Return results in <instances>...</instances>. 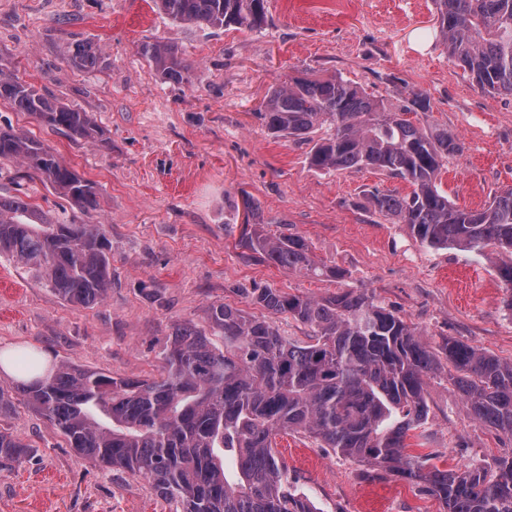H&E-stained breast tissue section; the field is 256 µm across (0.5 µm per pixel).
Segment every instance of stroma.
<instances>
[{
    "label": "stroma",
    "instance_id": "1",
    "mask_svg": "<svg viewBox=\"0 0 512 512\" xmlns=\"http://www.w3.org/2000/svg\"><path fill=\"white\" fill-rule=\"evenodd\" d=\"M267 10L262 29L214 30L173 22L153 0H0V69L89 112L102 131L75 141L0 99V129L38 138L99 192L86 214L27 180L28 201L65 222L103 224L112 242V286L89 308L0 256V350L143 378L160 370L174 324L202 322L211 303L260 317L243 289L322 298L344 286L373 294L431 349L452 338L512 360V313L492 263L426 247L406 225L368 211L370 192L406 195L409 183L371 169L317 171L309 144L271 136L256 116L270 88L311 74L342 76L389 101L422 92L430 110L420 126L447 127L462 145L440 188L478 209L512 187V95L481 91L448 57L433 0H267ZM158 40L182 50L188 81L162 82L140 55L141 44ZM74 42L99 47L107 66L65 61L61 49ZM245 195L257 201L265 234L304 236L316 259L347 270L344 282L253 258L235 210ZM425 398L429 415L408 437L410 453L463 469L512 451V441L472 418L447 371L427 378ZM0 428L33 448L0 469V512H172L149 480L78 460L23 404ZM276 442L291 482L320 512H444L406 481L367 480L364 465L305 435Z\"/></svg>",
    "mask_w": 512,
    "mask_h": 512
}]
</instances>
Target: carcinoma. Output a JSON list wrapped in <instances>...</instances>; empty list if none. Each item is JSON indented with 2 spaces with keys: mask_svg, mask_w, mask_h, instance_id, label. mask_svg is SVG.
I'll return each instance as SVG.
<instances>
[{
  "mask_svg": "<svg viewBox=\"0 0 512 512\" xmlns=\"http://www.w3.org/2000/svg\"><path fill=\"white\" fill-rule=\"evenodd\" d=\"M267 0H154L172 21L221 30H254L267 21ZM448 56L476 85L512 94V0H434ZM140 54L165 82L188 80L177 46L145 43ZM63 56L84 70L107 64L103 52L69 43ZM73 139L101 135L89 113L39 92L0 70V99ZM421 92L399 103L376 99L340 76L296 78L269 90L258 115L275 137L311 142L310 166L326 173L370 168L408 182L410 194L370 193L368 209L405 224L424 245L458 246L488 259L512 312V188L481 209L452 203L437 186L461 146L448 129H423L407 115L427 112ZM326 136L312 141L321 127ZM0 160L17 162L87 213L98 191L40 140L0 130ZM242 239L256 259L310 277L345 272L315 260L297 234L268 237L258 204L242 197ZM112 242L101 224H57L18 194L0 195V254H8L76 307L102 301L111 282ZM271 314L309 328L290 341L274 325L222 302L205 310L207 328L173 326L152 378L113 377L60 360L44 370L18 354V372L0 385V416L19 399L68 440L81 460L148 479L174 512H317L288 486L273 452L281 432L303 433L337 455L369 466L366 476L394 475L436 497L445 512H512V451L474 470L426 467L407 451L409 432L428 417L425 379L447 363L474 419L512 439V361L448 339L435 353L410 322L354 288L312 299L276 288L243 292ZM30 445L0 430V467L25 460Z\"/></svg>",
  "mask_w": 512,
  "mask_h": 512,
  "instance_id": "obj_1",
  "label": "carcinoma"
}]
</instances>
